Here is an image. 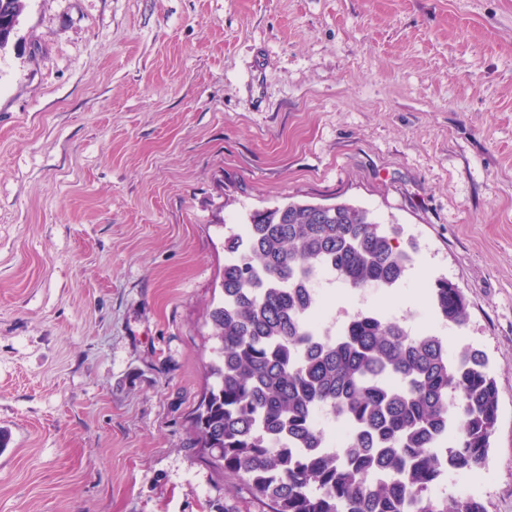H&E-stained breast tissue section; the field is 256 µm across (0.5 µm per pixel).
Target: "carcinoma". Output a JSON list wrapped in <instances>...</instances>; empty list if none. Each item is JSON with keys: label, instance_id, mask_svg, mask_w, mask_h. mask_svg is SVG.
I'll return each mask as SVG.
<instances>
[{"label": "carcinoma", "instance_id": "cac0c4a2", "mask_svg": "<svg viewBox=\"0 0 512 512\" xmlns=\"http://www.w3.org/2000/svg\"><path fill=\"white\" fill-rule=\"evenodd\" d=\"M25 6L0 0V50ZM402 235L362 208L291 201L225 240L224 298L211 313L215 381L194 427L262 512H486L475 497L450 503L437 492L446 474L479 468L490 447L498 391L483 352L464 345L450 357L439 334L412 336L373 311L320 331L321 299L290 288L322 270L355 292L396 288L417 252ZM430 310L451 326L469 318L460 288L443 278ZM318 406L351 428L345 447H329L312 424Z\"/></svg>", "mask_w": 512, "mask_h": 512}]
</instances>
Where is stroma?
<instances>
[{
  "instance_id": "1",
  "label": "stroma",
  "mask_w": 512,
  "mask_h": 512,
  "mask_svg": "<svg viewBox=\"0 0 512 512\" xmlns=\"http://www.w3.org/2000/svg\"><path fill=\"white\" fill-rule=\"evenodd\" d=\"M349 203L418 253L365 306L489 361L512 512V0H27L0 51V512H260L198 446L224 239ZM429 306L431 314L445 324L462 327L468 321V304L460 288L448 279L434 283Z\"/></svg>"
}]
</instances>
